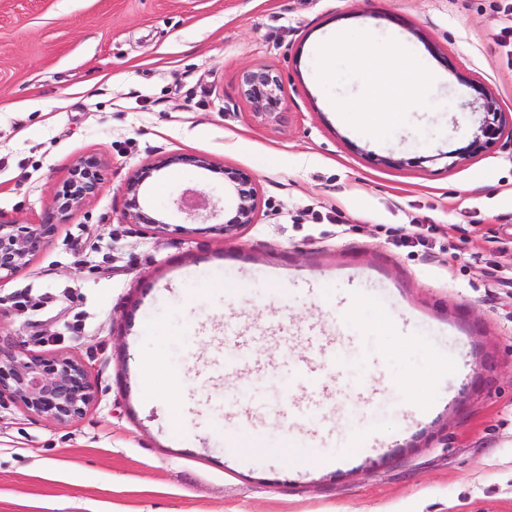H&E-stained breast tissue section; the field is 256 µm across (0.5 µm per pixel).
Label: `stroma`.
Here are the masks:
<instances>
[{
	"mask_svg": "<svg viewBox=\"0 0 512 512\" xmlns=\"http://www.w3.org/2000/svg\"><path fill=\"white\" fill-rule=\"evenodd\" d=\"M511 26L512 0H0V220L40 223L78 157L107 165L0 280V347L76 358L97 390L68 424L0 405V512H512ZM361 32L435 77L383 131L336 107L362 78L325 48ZM252 66L281 74L280 121L243 99ZM473 81L505 132L453 165ZM174 154L252 175L253 223L225 233L223 175L181 165L149 185L166 229L126 223L127 180ZM189 189L207 211L180 210ZM316 337L358 382L291 374ZM159 349L173 409L140 394ZM240 397L261 412L225 415Z\"/></svg>",
	"mask_w": 512,
	"mask_h": 512,
	"instance_id": "stroma-1",
	"label": "stroma"
}]
</instances>
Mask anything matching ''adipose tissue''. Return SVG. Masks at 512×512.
<instances>
[{"mask_svg": "<svg viewBox=\"0 0 512 512\" xmlns=\"http://www.w3.org/2000/svg\"><path fill=\"white\" fill-rule=\"evenodd\" d=\"M350 55L362 73L363 86L358 98L343 100V110L363 113L384 128L398 114L415 111L429 100L431 75L417 69L396 47L376 48L366 33Z\"/></svg>", "mask_w": 512, "mask_h": 512, "instance_id": "obj_1", "label": "adipose tissue"}]
</instances>
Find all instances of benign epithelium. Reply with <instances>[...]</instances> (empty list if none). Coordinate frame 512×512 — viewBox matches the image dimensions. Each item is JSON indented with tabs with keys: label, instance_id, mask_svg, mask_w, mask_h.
<instances>
[{
	"label": "benign epithelium",
	"instance_id": "7a95c632",
	"mask_svg": "<svg viewBox=\"0 0 512 512\" xmlns=\"http://www.w3.org/2000/svg\"><path fill=\"white\" fill-rule=\"evenodd\" d=\"M469 87L481 95L487 114L468 147L458 154L462 159L483 151L503 134L501 112L496 97L484 84ZM241 91L255 117L277 122L284 99V85L279 73L257 66L245 70ZM171 165L190 166L224 174V186L234 197L233 210L224 216V233H231L253 222L258 207L254 179L233 168L218 167L204 156L175 154L138 170L125 184V218L131 224H148L158 229L167 226L163 214L145 201L146 187L155 172ZM105 163L96 156H82L72 164L57 190L52 211L39 224H15L0 221V279L26 267L32 258L56 234L57 226L95 197L102 188ZM179 207L189 213L207 208L204 196L191 192L180 198ZM96 391L80 361L59 355L51 358L23 355L0 348V403L8 399L21 403L35 417L67 424L83 416L95 399Z\"/></svg>",
	"mask_w": 512,
	"mask_h": 512
}]
</instances>
